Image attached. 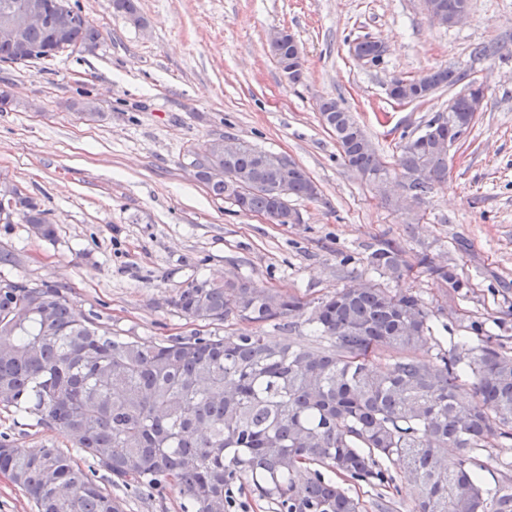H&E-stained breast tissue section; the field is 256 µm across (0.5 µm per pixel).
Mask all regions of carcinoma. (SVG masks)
Instances as JSON below:
<instances>
[{"mask_svg": "<svg viewBox=\"0 0 512 512\" xmlns=\"http://www.w3.org/2000/svg\"><path fill=\"white\" fill-rule=\"evenodd\" d=\"M43 2L65 29L68 48L98 46L95 25L57 9L65 0ZM112 8L146 25L136 0H112ZM25 38L37 48L57 46L46 28L32 27ZM355 52L373 64L381 59L379 42L369 37ZM461 80L446 66L396 82L411 101L424 102ZM318 112L345 165L383 171L352 113L334 99L321 100ZM472 120L469 95H459L448 114L401 145L395 166L418 199L448 182V146ZM194 155L196 177L213 198L271 224L293 223L289 198L317 196L295 161L280 164L278 155L250 144L226 156L219 137ZM16 213L35 235L54 236L32 197L19 193ZM366 262L397 283L410 270L393 240L379 242ZM418 264L446 294L465 287L454 268L426 254ZM173 303L188 320L218 325L234 315L248 328L140 341L113 333L98 315L76 317L62 289L47 282L1 285L0 407L74 439L115 483L158 493L178 488L183 512H233L234 489L243 485L273 512H364L340 481L386 486L394 464L413 483L410 512H512V473L492 487L479 478L480 451L512 440V353L483 322L468 325L476 343L467 352L427 362L412 352L448 307L432 310L409 288L343 287L313 305L233 275L192 281ZM272 321L281 322L280 341L261 331ZM303 324L326 344L294 345L290 334ZM462 371L473 378L469 402L460 398ZM0 472L36 512H122L94 475L58 448L32 452L0 437Z\"/></svg>", "mask_w": 512, "mask_h": 512, "instance_id": "carcinoma-1", "label": "carcinoma"}]
</instances>
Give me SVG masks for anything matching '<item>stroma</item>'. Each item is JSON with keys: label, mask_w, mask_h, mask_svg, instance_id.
<instances>
[{"label": "stroma", "mask_w": 512, "mask_h": 512, "mask_svg": "<svg viewBox=\"0 0 512 512\" xmlns=\"http://www.w3.org/2000/svg\"><path fill=\"white\" fill-rule=\"evenodd\" d=\"M102 39L95 51L30 63H0V181L34 198L56 227L37 237L22 222L0 223V281L37 279L62 288L73 312H95L121 336L163 340L190 331L229 334L236 317L212 326L181 316L172 300L193 279L232 274L255 286L313 300L343 286L379 283L365 258L379 240H398L411 271L406 287L428 307L448 302V324L432 323L417 350L469 346V320L499 330L512 349V0H470L468 20L433 23L422 0H139L140 29L110 0H79ZM284 28L304 57L291 83L267 36ZM371 37L385 53L357 60L353 45ZM489 48L486 56L474 55ZM453 65L485 87L480 112L448 152V182L423 201L407 200L398 181L379 190L347 167L321 122L320 99L333 98L365 129L380 160L392 165L402 137L447 112L451 92L422 104L388 96L397 77L418 79ZM99 112L90 121L82 100ZM224 136L302 166L315 199H291L295 223L272 224L211 197L196 178L193 150ZM428 254L455 266L466 286L444 298L418 264ZM0 435L26 449H77L71 438L0 408ZM123 512H181L178 489L149 499L111 489ZM367 512L377 503L409 512L403 474L393 487L352 488Z\"/></svg>", "instance_id": "stroma-1"}]
</instances>
